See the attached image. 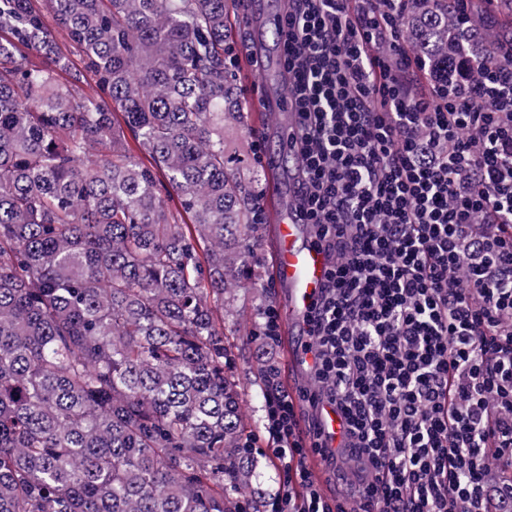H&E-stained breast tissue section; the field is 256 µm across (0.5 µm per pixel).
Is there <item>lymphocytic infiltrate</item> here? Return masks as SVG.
<instances>
[{
  "label": "lymphocytic infiltrate",
  "mask_w": 512,
  "mask_h": 512,
  "mask_svg": "<svg viewBox=\"0 0 512 512\" xmlns=\"http://www.w3.org/2000/svg\"><path fill=\"white\" fill-rule=\"evenodd\" d=\"M408 0H288L279 29L303 162L296 213L332 261L307 317L306 393L343 414L328 467L355 462L356 506L303 462L295 399L267 376L263 427L305 488L274 512H492L512 467V48L478 77L406 94Z\"/></svg>",
  "instance_id": "f902f5d3"
}]
</instances>
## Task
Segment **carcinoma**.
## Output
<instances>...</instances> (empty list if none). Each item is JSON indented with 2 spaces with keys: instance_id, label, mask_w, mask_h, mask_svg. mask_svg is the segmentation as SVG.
<instances>
[{
  "instance_id": "1",
  "label": "carcinoma",
  "mask_w": 512,
  "mask_h": 512,
  "mask_svg": "<svg viewBox=\"0 0 512 512\" xmlns=\"http://www.w3.org/2000/svg\"><path fill=\"white\" fill-rule=\"evenodd\" d=\"M233 2L0 0V512H257L266 495L225 362L234 291L267 275L266 176L228 155L248 121L224 62ZM401 24L432 83L506 41L469 47L448 0H410Z\"/></svg>"
}]
</instances>
